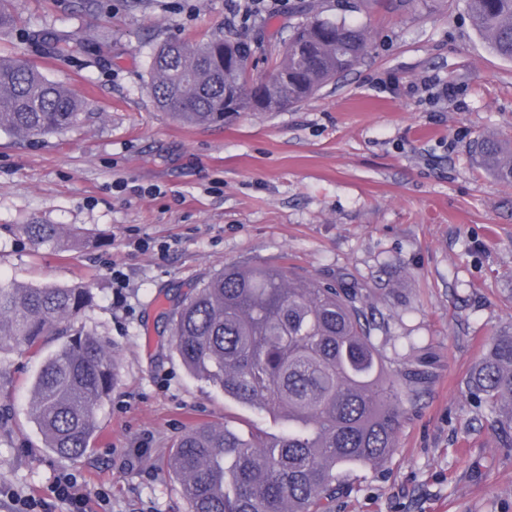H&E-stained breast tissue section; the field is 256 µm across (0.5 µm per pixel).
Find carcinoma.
Masks as SVG:
<instances>
[{
    "label": "carcinoma",
    "mask_w": 512,
    "mask_h": 512,
    "mask_svg": "<svg viewBox=\"0 0 512 512\" xmlns=\"http://www.w3.org/2000/svg\"><path fill=\"white\" fill-rule=\"evenodd\" d=\"M475 28L498 56L512 60V0H467ZM51 54L87 53L78 37L36 31ZM367 46L365 29L329 18L311 4L291 27L268 80L255 82L224 63L248 60L251 45L224 39L165 40L152 54L148 91L155 107L188 126L229 113L279 112L351 71ZM85 103L28 62L0 55V130L24 139L58 134L79 122ZM480 162L512 184V143L477 144ZM38 244L55 242V224H27ZM80 286L0 285V354L23 342L38 351L49 334L67 341L32 382L31 418L45 448L82 456L109 396L115 364L102 338L73 321L89 304ZM352 283L301 279L284 267H226L200 281L168 314L174 347L188 371L238 402L280 419L281 436L244 438L227 427H195L173 446L171 471L189 512H330L352 466L380 464L395 447L404 402L431 380L429 364L392 358ZM488 410L501 448L512 452V328L492 337L464 381Z\"/></svg>",
    "instance_id": "obj_1"
}]
</instances>
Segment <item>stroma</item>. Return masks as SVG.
I'll use <instances>...</instances> for the list:
<instances>
[{
  "instance_id": "35a3bbf8",
  "label": "stroma",
  "mask_w": 512,
  "mask_h": 512,
  "mask_svg": "<svg viewBox=\"0 0 512 512\" xmlns=\"http://www.w3.org/2000/svg\"><path fill=\"white\" fill-rule=\"evenodd\" d=\"M320 2L367 30L352 71L295 108L189 127L147 92L156 45L241 39L255 53L251 77L264 78L304 0L246 26L227 0H9L20 23L0 31V54L36 64L88 106L61 134L0 131V284L91 288L75 324L107 341L117 377L89 450L63 459L30 414L31 384L62 337L37 355L20 344L0 356V512H16L18 495L63 512L54 488L64 476L88 512H188L166 461L190 426L281 434L171 347L166 314L231 265L358 282L380 339L421 337L432 362L389 457L348 470L333 512H512V456L461 389L512 324V184L472 153L484 134L512 138V61L489 49L466 0ZM29 29L103 42V60L43 54ZM445 85L453 96L440 95ZM28 224L86 236L39 245Z\"/></svg>"
}]
</instances>
